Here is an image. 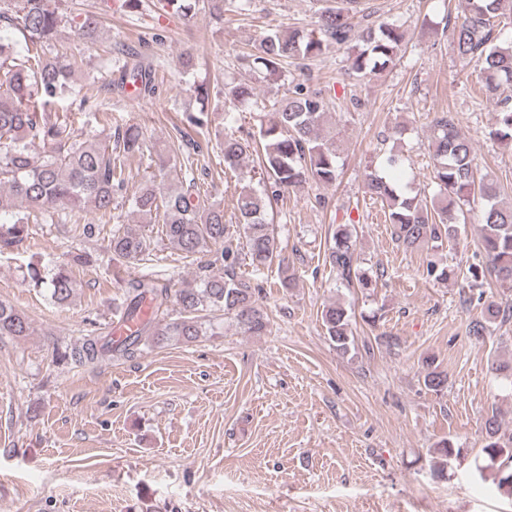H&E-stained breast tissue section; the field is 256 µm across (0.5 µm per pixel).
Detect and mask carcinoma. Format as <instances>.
I'll return each instance as SVG.
<instances>
[{
  "label": "carcinoma",
  "mask_w": 512,
  "mask_h": 512,
  "mask_svg": "<svg viewBox=\"0 0 512 512\" xmlns=\"http://www.w3.org/2000/svg\"><path fill=\"white\" fill-rule=\"evenodd\" d=\"M165 2L185 19L203 14L217 24L224 22V12L240 14L249 6V0ZM506 2L459 0L451 42L460 60L480 64L485 94L495 101L496 121L488 131L489 140L512 145V96L501 93V88L512 87V40L502 38L498 30V18ZM103 18L102 12L81 14L75 22L77 34L95 39ZM67 22L62 0H0V24L18 30L25 43L24 53L20 54L13 43L0 42V214L10 211L15 200L27 208L11 222L0 224V250L18 245L28 236L29 225L52 221L56 213L74 217L87 206L103 215L111 213L127 190L122 158L154 156L162 180L141 184L130 199L132 207L145 216L163 210L168 241L187 257L203 254L209 260L200 266L201 275L173 291L178 306L175 317L163 308L162 300L168 299L171 292L166 284L146 277L124 282L123 299L116 313L120 321L137 324L134 335L114 345L94 327L74 344L68 357L79 365L114 357L132 358L145 339L155 345L172 340L193 342L217 327L225 316L233 318L247 333L265 334L270 321L259 304V289L238 275L240 258L232 247L224 207L210 201L195 177L177 162L162 153L152 154L142 127L129 124L112 135L82 141L74 135L67 116L52 113L54 101L75 93L72 76L77 62L44 58L46 47ZM404 43L405 32L400 25L363 27L352 20L348 8L329 6L308 31L266 32L255 52L243 57V62L265 79L278 78L283 64L290 59L312 60L326 54L333 44L346 45L351 51L348 76L360 80L385 71L395 62ZM118 71L121 84L154 92L151 72L143 67L124 64ZM224 98L245 105L253 98V88L245 81L226 83ZM333 125L325 90L304 83L294 85L288 96L275 101L270 118L260 123L263 177L256 186L243 185L235 197L238 226L246 239L245 257L252 274L263 273L281 252L274 226L266 218L267 205L308 181L323 186L336 184L340 165ZM246 150L247 145L234 133H225L220 148L224 167L237 169ZM429 158L440 195L432 207L418 196L404 193L384 174L383 169L401 165L398 155L389 154L380 166L366 173L365 187L381 202L392 239L407 250L426 240L455 239L463 206L477 196L483 203L481 245L486 264L469 269V287L493 276L512 288V204L501 203L499 187L493 180L477 176L472 143L446 112L434 119ZM332 239L334 244L325 262L336 277L364 290L377 287L378 277L361 266L355 226L332 225ZM109 249L112 260L127 267L149 260L152 252L148 237L122 225L112 229ZM28 276L44 284L59 304L70 299L75 287L67 263L55 265L48 277L30 264ZM148 301L154 307L144 318L142 307ZM506 316L512 318V305L488 300L481 319L470 323L468 333L480 338L487 324ZM321 320L336 350L346 353L355 346L350 314L343 305L325 306ZM29 330L25 314L0 302V336L21 337ZM423 383L434 392L442 391L447 384V374L433 359L426 361ZM499 430V414L495 411L485 421L483 451L492 463L503 456L512 462V436L503 442ZM460 455L461 449L450 440H443L432 451L433 467L441 473L451 459Z\"/></svg>",
  "instance_id": "1"
}]
</instances>
